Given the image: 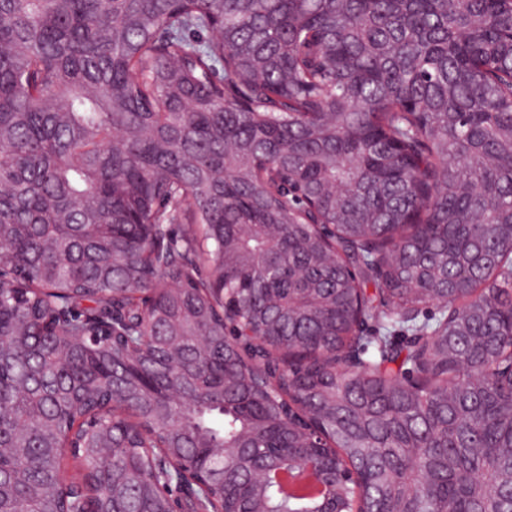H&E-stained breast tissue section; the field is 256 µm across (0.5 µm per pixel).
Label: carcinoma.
Listing matches in <instances>:
<instances>
[{"instance_id": "obj_1", "label": "carcinoma", "mask_w": 512, "mask_h": 512, "mask_svg": "<svg viewBox=\"0 0 512 512\" xmlns=\"http://www.w3.org/2000/svg\"><path fill=\"white\" fill-rule=\"evenodd\" d=\"M511 347L512 0H0V512H512Z\"/></svg>"}]
</instances>
